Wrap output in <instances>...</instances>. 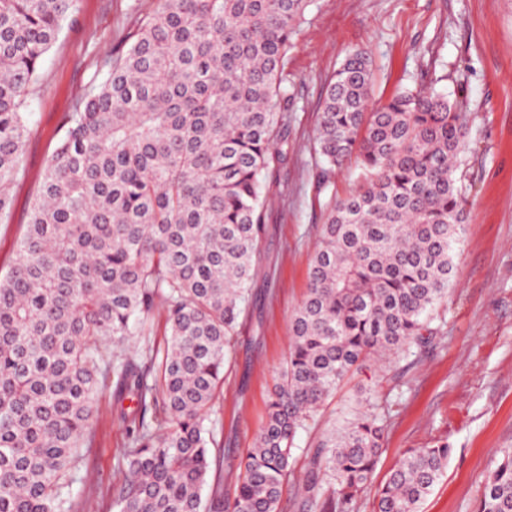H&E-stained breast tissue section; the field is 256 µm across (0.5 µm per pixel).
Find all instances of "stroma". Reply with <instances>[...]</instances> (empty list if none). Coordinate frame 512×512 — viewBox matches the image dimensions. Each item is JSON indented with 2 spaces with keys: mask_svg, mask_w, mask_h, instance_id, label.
Wrapping results in <instances>:
<instances>
[{
  "mask_svg": "<svg viewBox=\"0 0 512 512\" xmlns=\"http://www.w3.org/2000/svg\"><path fill=\"white\" fill-rule=\"evenodd\" d=\"M156 6L157 0H78L74 18L41 60L12 208L0 216L1 275L16 258L63 115L99 75L119 31ZM306 18L287 66L295 151L269 187L262 261L214 406L224 466H236L238 449L251 444L265 419L328 200L358 181L352 162L336 170L328 190L317 191L315 147L326 82L349 50L363 48L374 101L415 86L452 99L466 93L470 148L456 172L469 191L465 231L448 296L435 312L443 327L416 364L365 362L309 420L297 444L309 447L341 429L368 394L387 398L377 480L406 450L445 442L452 450L447 469L421 512H475L496 452L512 448V0H313ZM124 440L112 393L101 391L82 450L90 477L69 488L73 512H117L112 484L121 476Z\"/></svg>",
  "mask_w": 512,
  "mask_h": 512,
  "instance_id": "obj_1",
  "label": "stroma"
}]
</instances>
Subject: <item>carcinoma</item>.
Segmentation results:
<instances>
[{
    "label": "carcinoma",
    "instance_id": "1",
    "mask_svg": "<svg viewBox=\"0 0 512 512\" xmlns=\"http://www.w3.org/2000/svg\"><path fill=\"white\" fill-rule=\"evenodd\" d=\"M158 2L64 115L0 277V512H71L66 489L108 387L131 402L118 512H279L297 438L337 386L438 331L430 313L448 296L468 203L455 176L467 96L405 89L375 103L368 54L350 50L324 92L317 188L353 157L359 182L329 203L266 420L224 474L213 407L261 261L267 182L292 150L288 55L312 0ZM77 3L0 0L1 216L39 63ZM158 310L164 348L112 353L146 335ZM388 416L376 399L307 449L298 512H355ZM450 454L446 443L404 452L373 512H419ZM475 512H512V448L498 452Z\"/></svg>",
    "mask_w": 512,
    "mask_h": 512
}]
</instances>
